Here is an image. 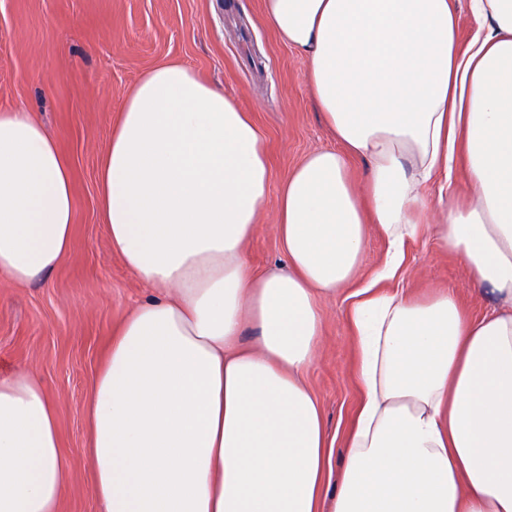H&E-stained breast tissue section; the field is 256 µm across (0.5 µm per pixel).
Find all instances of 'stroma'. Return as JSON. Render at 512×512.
Instances as JSON below:
<instances>
[{"label":"stroma","mask_w":512,"mask_h":512,"mask_svg":"<svg viewBox=\"0 0 512 512\" xmlns=\"http://www.w3.org/2000/svg\"><path fill=\"white\" fill-rule=\"evenodd\" d=\"M171 61L224 90L264 133L271 190L246 255L258 273L281 265L280 186L305 156L337 141L311 98L304 57L271 28L263 0H0V110L25 108L45 127L70 164L76 195L71 252L58 269L24 285L0 277V372L34 371L57 404L71 472L60 512H98L84 408L113 330L153 294L100 222L99 159L137 79ZM395 285L420 300L452 289L475 319L495 306L462 259L428 236L408 244ZM352 292L320 299L321 351L304 375L337 468L360 399L346 319Z\"/></svg>","instance_id":"35a3bbf8"}]
</instances>
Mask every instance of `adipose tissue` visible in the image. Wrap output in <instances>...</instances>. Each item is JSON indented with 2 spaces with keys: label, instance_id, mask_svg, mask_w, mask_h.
<instances>
[{
  "label": "adipose tissue",
  "instance_id": "obj_1",
  "mask_svg": "<svg viewBox=\"0 0 512 512\" xmlns=\"http://www.w3.org/2000/svg\"><path fill=\"white\" fill-rule=\"evenodd\" d=\"M468 9L463 43L454 0H264L342 148L282 185L286 262L262 274L245 253L271 187L262 132L183 65L136 81L101 158L100 216L160 294L112 334L87 401L101 512H512V0ZM353 157L369 163L359 187ZM436 179L437 217L419 223V187ZM75 208L56 140L31 113L1 112L0 276L52 274ZM373 231L388 249L349 309L361 396L333 486L303 374L319 300L356 280ZM424 233L500 309L475 320L452 292L387 289ZM69 484L54 400L31 374L0 376V512H59Z\"/></svg>",
  "mask_w": 512,
  "mask_h": 512
}]
</instances>
